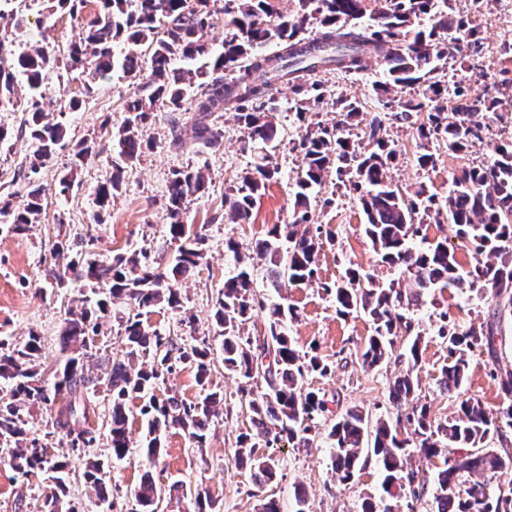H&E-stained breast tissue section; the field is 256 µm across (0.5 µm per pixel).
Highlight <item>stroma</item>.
<instances>
[{
  "label": "stroma",
  "mask_w": 512,
  "mask_h": 512,
  "mask_svg": "<svg viewBox=\"0 0 512 512\" xmlns=\"http://www.w3.org/2000/svg\"><path fill=\"white\" fill-rule=\"evenodd\" d=\"M452 5L456 12L469 15L480 25L484 48L480 55L466 62L463 70L447 69L440 78L448 81L460 76L470 84L472 94L480 95L503 80L505 37L485 24L498 10V0H484L477 8L470 0H453ZM15 13L25 16L29 32L40 46L63 59L94 18L95 7L87 5L81 16L74 18L66 11L50 10L47 0H0V39L12 36L11 16ZM385 75V65L377 57L371 59L364 72L321 68L313 78L328 89L363 101L367 111L377 112L381 105L374 86L384 81ZM139 84V79L120 73L94 80L79 69L66 73L49 70L43 85L42 106L66 125L68 139L33 184L24 177L32 151L24 132L26 114L19 109L0 112V125L13 133L12 139L0 143V198L18 205L35 188L45 206L39 223L30 225L25 233H14L0 223V338L21 343L29 331H37L42 340L40 378L44 385H52L53 371L61 356L60 329L68 307L80 297L79 284L60 288L48 276L49 270L61 268L67 262L66 257L55 252V243L79 245L100 259L126 248L145 249L161 266H169L178 251V244L170 239L167 228L169 180L174 170L201 169L206 175L207 189L201 198L189 204L186 220L201 226L206 260L199 271L180 285L186 298L184 309L159 306L146 316L145 322L180 343L208 337L214 358L209 387L223 393V414L205 448L193 447L188 436L177 431L167 436L155 465H148L135 450L124 460L112 462L106 470L113 493V504L109 507L99 504L94 490L83 478L80 460H73L69 497L85 512H130L135 506L133 492L142 475L149 472L163 485L182 480L192 487L206 489L219 512H257L258 499L252 494L250 475L234 465L237 437L251 428L248 399L240 392L243 380L226 372L221 361V340L215 335L212 320L214 302L225 278L233 273V254L237 251L253 257L252 279L258 297L274 298L276 293L266 286V264L254 255L255 244L266 237L273 225L289 220L294 176L300 163L291 149L292 142L299 140L308 124H330L336 115L326 108L309 113L305 122H298L291 87H277L275 95L280 108L275 121L283 135L276 151L280 172L257 199L250 221L235 224L224 208V194L251 162L250 156L240 150L245 129L226 113L218 120L224 133L220 145L206 147L191 141L178 148L171 143L174 113L165 106H154L146 130L156 146L127 169L121 192L110 208L101 212L95 205V190L112 176V162L118 152L114 133L124 117L127 97ZM73 98L80 100L79 110H67L66 105ZM388 132L401 152L392 171L395 182L412 192L423 188L444 196L454 174L462 168L490 162L494 145L512 138V120L491 122L485 136L474 140L467 152L461 154L449 151L446 144H436L432 151L437 164L432 169L418 166V148L407 125H389ZM83 141L91 144L93 151L79 168L69 194L59 196L58 179L71 164L73 145ZM318 196L321 203L314 208L312 218L329 237L318 256V278L310 283L285 284L281 293L297 311L296 319L288 324L289 336L302 351L317 345L319 355L331 368L328 375L314 373L305 381L306 388L330 398L326 411L316 417L320 428L326 429L345 409L354 406L373 420L395 416L389 387L404 365L394 359L372 370L362 367L361 349L372 335L373 325L363 316H339L326 287L342 280L352 268L374 274L382 283L394 279L396 273L379 263L363 232L362 212L351 194L328 184L321 187ZM230 239L235 241L236 251L227 249ZM444 311L466 325L496 320L498 358L493 361L484 354H470L468 381L463 389L464 394L481 399L487 409L496 410L503 397L490 369L496 361L512 369V315L499 313L491 294L475 291H444L414 312L423 337L418 366L420 400L427 403L432 418L439 422L448 420L456 411L455 396L441 393L437 386L440 368L448 357L445 344L435 334L436 322ZM276 456L279 475L265 492L278 501L281 512H291L294 495L300 489L308 496L309 512H359L362 500L379 488L378 467L372 461L362 466L350 484L340 483L321 442L309 448H280ZM47 490L43 478L17 474L8 451L0 448V512H40Z\"/></svg>",
  "instance_id": "1"
}]
</instances>
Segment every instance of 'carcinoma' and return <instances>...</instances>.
Wrapping results in <instances>:
<instances>
[{
	"mask_svg": "<svg viewBox=\"0 0 512 512\" xmlns=\"http://www.w3.org/2000/svg\"><path fill=\"white\" fill-rule=\"evenodd\" d=\"M95 0L97 12L87 31L68 53L71 68L92 78H105L116 68L126 73L142 71L149 63L146 82L125 104L118 129L119 159L113 176L97 190L96 203L106 210L121 190L124 169L152 147L145 126L155 105L182 111L188 99L195 100L191 118L192 138L208 146L222 142L219 127L207 122L214 112H230L248 130L242 150L254 156L252 165L238 177L224 205L237 224L249 222L255 199L279 174L272 149L281 131L274 121L278 100L273 84L285 81L296 98L300 118L331 106L336 122L316 124L300 139L301 157L291 219L276 224L256 243V252L267 263L271 288L281 292L283 282H310L318 274V254L324 245L321 226L312 223L313 191L330 181L358 192L364 214V233L380 263L401 271L403 277L387 285L369 274L349 272L348 280L326 287L334 294L336 311L342 316L364 314L374 326L361 353L362 366L376 368L395 353L399 332L410 337L404 372L390 386L389 399L396 407L393 420L377 419L348 408L328 429L332 467L344 484L353 481L357 468L372 458L381 473L382 494L369 497L361 512H388V503L408 494L420 499L432 485L434 512H512V489L492 492L478 477L512 470V454L502 455L493 447L512 429V371L495 368L503 394L502 406L487 412L476 397H460L455 416L435 421L427 404L419 403L416 369L421 360V335H411L409 312L426 303L435 291L448 288L490 292L498 306L512 313V139L495 146L491 162L464 168L454 176L445 197L426 194L421 188L408 195L394 185L390 167L399 156L395 141L385 136L384 121L390 115L416 131L417 156L422 168H435L429 150L442 141L452 152L468 150L483 122L502 117L512 99V81L497 94L471 95L462 81L453 88L435 74L448 59L464 65L465 59L483 49L478 28L457 14L452 0H295L296 9L283 13L279 0ZM224 14V51L211 56L203 40L213 16ZM426 17L431 25L416 20ZM145 49L117 52V45ZM274 44L278 51L264 55L261 49ZM384 59L387 81L377 88L386 97L383 111L367 116L361 101L335 94L311 81L317 69L333 66L345 73L367 69L369 59ZM58 67V59L42 47L22 52L13 43L0 41V112L18 105L17 77L25 79L28 117L25 128L32 144L26 177L34 179L56 150L65 144L66 127L49 118L41 106V87L47 71ZM230 80H224V73ZM418 87L409 98H390L393 87ZM456 106L448 108V99ZM367 122V144L355 145L345 136L350 126ZM74 162L58 180L59 193H69L80 165L92 153L82 142L74 146ZM207 186L200 169H179L168 186V233L180 242L173 264L161 271L150 254L123 250L102 260L84 251L76 254L64 271L52 276L59 287L71 280L82 284L76 306L68 308L60 333L64 359L55 371L53 388L38 379L42 344L31 330L26 342L14 345L0 340V441L10 442L13 468L24 476L46 474L50 493L42 512H78L68 500L71 459L47 454V445L32 434L23 418L24 410L43 404H58L53 429L65 437L72 453L97 442L89 426L94 403L89 398L102 388L110 399L106 421L110 455L122 460L132 442L128 435L127 408L141 401L144 436L140 447L148 461L164 448L166 435L181 431L198 448L205 447L214 419L220 416L224 396L209 390L210 345L178 344L173 338L145 325L143 316L162 304L183 307L180 280L201 267L204 238L195 225L186 224L187 205ZM44 209L40 194L32 191L19 207L0 205V219L16 233L39 221ZM452 224L472 261L463 268L455 251L444 239L427 247L415 240L424 237L429 223ZM237 263V273L224 280L214 304L216 334L222 337L224 370L260 390L249 391L248 409L255 433L238 436L235 463L249 470L253 484L263 491L278 476V460L260 454V448H277L280 442L308 447L315 431L314 413L326 409L319 393L304 388L305 377L328 374L329 365L314 350L299 353L288 336L286 323L294 309L283 302L258 299L252 292L251 256L227 243ZM127 309L121 318L122 358L109 354L107 318L112 309ZM264 313L268 332L255 345L242 336L243 326L254 313ZM496 322L477 326L448 323L441 314L437 336L447 344L448 359L441 368L438 385L445 393H458L468 376V352L480 348L497 359ZM182 367L195 370L200 395L188 401L170 392L155 395L159 382ZM427 457L440 458L432 479L408 469L411 449ZM83 477L101 502L109 500L105 463L83 461ZM192 490L184 482L165 487L145 473L135 493L134 512H160V505Z\"/></svg>",
	"mask_w": 512,
	"mask_h": 512,
	"instance_id": "obj_1",
	"label": "carcinoma"
}]
</instances>
